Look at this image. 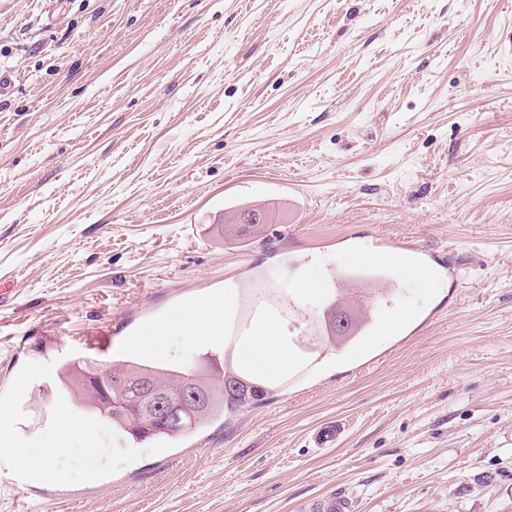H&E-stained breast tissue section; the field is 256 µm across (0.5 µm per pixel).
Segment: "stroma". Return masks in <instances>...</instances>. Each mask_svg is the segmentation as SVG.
Returning <instances> with one entry per match:
<instances>
[{
	"label": "stroma",
	"instance_id": "1",
	"mask_svg": "<svg viewBox=\"0 0 512 512\" xmlns=\"http://www.w3.org/2000/svg\"><path fill=\"white\" fill-rule=\"evenodd\" d=\"M510 37L512 0H0V430L11 469L49 458L0 512H512ZM238 203L271 223L225 237ZM379 241L442 289L345 282L416 319L319 340L258 406L136 443L61 388L64 362L144 359L172 310L230 288L238 332L257 281ZM63 411L92 440L56 450ZM422 252L423 250L420 246L409 242L401 244L388 242L376 244V254L382 253L384 256L395 254H406L410 256L409 253H413V255L418 258L416 267L421 271H427L423 260L419 257Z\"/></svg>",
	"mask_w": 512,
	"mask_h": 512
}]
</instances>
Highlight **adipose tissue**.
<instances>
[{
  "label": "adipose tissue",
  "mask_w": 512,
  "mask_h": 512,
  "mask_svg": "<svg viewBox=\"0 0 512 512\" xmlns=\"http://www.w3.org/2000/svg\"><path fill=\"white\" fill-rule=\"evenodd\" d=\"M228 310L227 299L207 298L178 324L196 341L230 347L234 364L250 373L252 381L263 384L282 378L299 366L300 358L276 311H262L248 334L235 339L221 332Z\"/></svg>",
  "instance_id": "adipose-tissue-1"
}]
</instances>
